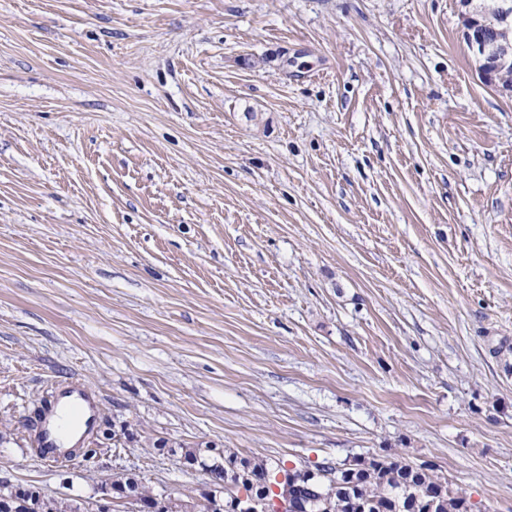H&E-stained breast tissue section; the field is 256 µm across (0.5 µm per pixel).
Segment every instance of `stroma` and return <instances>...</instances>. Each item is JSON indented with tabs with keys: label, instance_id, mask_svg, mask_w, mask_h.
Segmentation results:
<instances>
[{
	"label": "stroma",
	"instance_id": "1",
	"mask_svg": "<svg viewBox=\"0 0 512 512\" xmlns=\"http://www.w3.org/2000/svg\"><path fill=\"white\" fill-rule=\"evenodd\" d=\"M79 386L76 455L40 416ZM436 466L512 512V92L460 0H0V481ZM462 23L464 40L476 55H482L484 57V61L480 64V66H482L480 73L484 82L497 89L511 91L512 81L509 80V75L512 73V55L511 58L507 60L506 67V74L509 77L504 78L500 74L504 70L502 64L507 58V55L511 54L512 51V44L511 41H509V31H502L503 36L499 37L501 43L499 50L496 52L497 57L495 58L489 53V47L484 36L487 22L474 12L468 10V12L462 14Z\"/></svg>",
	"mask_w": 512,
	"mask_h": 512
}]
</instances>
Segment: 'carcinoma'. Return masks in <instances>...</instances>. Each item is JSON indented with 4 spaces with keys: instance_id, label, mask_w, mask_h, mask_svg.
<instances>
[{
    "instance_id": "cac0c4a2",
    "label": "carcinoma",
    "mask_w": 512,
    "mask_h": 512,
    "mask_svg": "<svg viewBox=\"0 0 512 512\" xmlns=\"http://www.w3.org/2000/svg\"><path fill=\"white\" fill-rule=\"evenodd\" d=\"M492 9L500 27H512V0H493L483 4ZM214 495L232 499L244 492L272 500L277 481L286 464L266 460H248L233 452L210 458L206 465ZM123 485L128 494L141 501L154 499V490L135 478L126 477ZM437 500L438 512H473L465 490L454 487L437 469L412 465L394 453L384 458H356L341 464V469L321 483L300 490L291 512H399L398 507L416 498ZM8 512H99L96 503L73 497L51 496L28 487L21 496L10 500Z\"/></svg>"
}]
</instances>
